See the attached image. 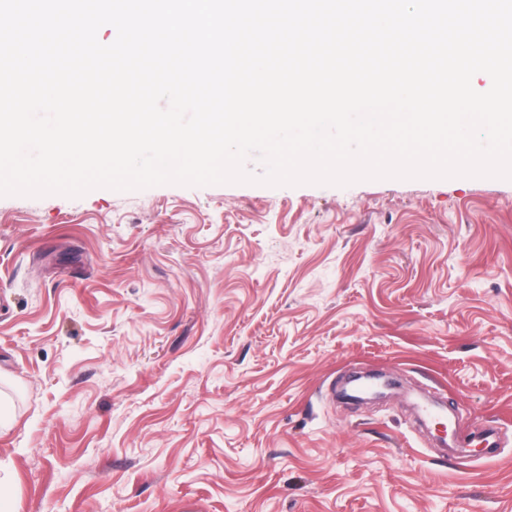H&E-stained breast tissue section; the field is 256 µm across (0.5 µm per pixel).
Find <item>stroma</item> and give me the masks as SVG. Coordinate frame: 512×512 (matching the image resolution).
I'll return each mask as SVG.
<instances>
[{
  "instance_id": "1",
  "label": "stroma",
  "mask_w": 512,
  "mask_h": 512,
  "mask_svg": "<svg viewBox=\"0 0 512 512\" xmlns=\"http://www.w3.org/2000/svg\"><path fill=\"white\" fill-rule=\"evenodd\" d=\"M0 398L15 512H512V181L0 197Z\"/></svg>"
}]
</instances>
